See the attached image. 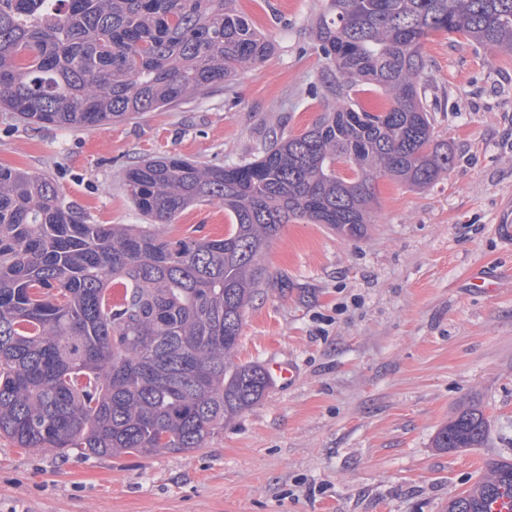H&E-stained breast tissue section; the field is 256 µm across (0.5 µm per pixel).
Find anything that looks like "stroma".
Masks as SVG:
<instances>
[{
	"mask_svg": "<svg viewBox=\"0 0 512 512\" xmlns=\"http://www.w3.org/2000/svg\"><path fill=\"white\" fill-rule=\"evenodd\" d=\"M272 41L203 97L101 129L0 112V166L49 178L91 224H138L126 168L178 154L213 165L256 158L326 107L309 88L326 62L313 19L326 0H235ZM432 123L454 165L431 186H376L360 239L282 225L247 309L236 359L294 366L288 385L208 447L152 456L31 452L0 439V512H444L496 460L512 461V54L445 32L424 42ZM222 204L185 210L177 237H223ZM496 272L492 291L469 285ZM464 404L490 421L483 447H434Z\"/></svg>",
	"mask_w": 512,
	"mask_h": 512,
	"instance_id": "stroma-1",
	"label": "stroma"
}]
</instances>
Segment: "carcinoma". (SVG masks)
Masks as SVG:
<instances>
[{
  "instance_id": "carcinoma-1",
  "label": "carcinoma",
  "mask_w": 512,
  "mask_h": 512,
  "mask_svg": "<svg viewBox=\"0 0 512 512\" xmlns=\"http://www.w3.org/2000/svg\"><path fill=\"white\" fill-rule=\"evenodd\" d=\"M233 2L0 0V112L95 129L201 96L271 50ZM314 29L320 118L251 162L173 154L127 169L146 224H89L51 180L0 167L1 437L55 454L190 452L257 405L270 377L236 350L261 256L290 221L361 238L377 179L423 188L451 169L430 120L423 40L445 31L512 50V0H328ZM365 84L389 105L359 106ZM211 201L231 218L224 238L156 231ZM488 432L483 410L466 405L433 445L481 448ZM503 494L512 462L494 461L446 512H485Z\"/></svg>"
}]
</instances>
